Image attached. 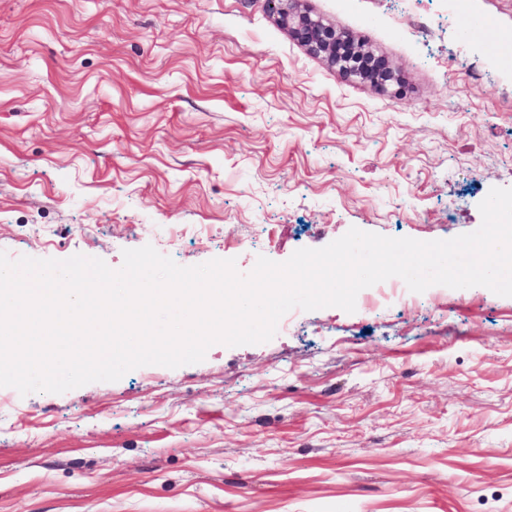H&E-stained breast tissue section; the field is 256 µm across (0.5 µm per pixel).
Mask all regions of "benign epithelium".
Masks as SVG:
<instances>
[{
    "mask_svg": "<svg viewBox=\"0 0 512 512\" xmlns=\"http://www.w3.org/2000/svg\"><path fill=\"white\" fill-rule=\"evenodd\" d=\"M266 2L269 13L279 26L309 53L322 58L342 75L368 82L382 91L393 84H400L386 58L376 55L364 42L337 32L334 27L313 19L305 11L296 10L292 4L298 0Z\"/></svg>",
    "mask_w": 512,
    "mask_h": 512,
    "instance_id": "obj_1",
    "label": "benign epithelium"
}]
</instances>
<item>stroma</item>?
<instances>
[{"label":"stroma","instance_id":"obj_1","mask_svg":"<svg viewBox=\"0 0 512 512\" xmlns=\"http://www.w3.org/2000/svg\"><path fill=\"white\" fill-rule=\"evenodd\" d=\"M298 7L402 94L339 75L265 0H0V251L118 269L149 244L246 275L353 227L477 230L512 187V59L442 0ZM0 512H512V297L402 288L197 364L0 387Z\"/></svg>","mask_w":512,"mask_h":512}]
</instances>
